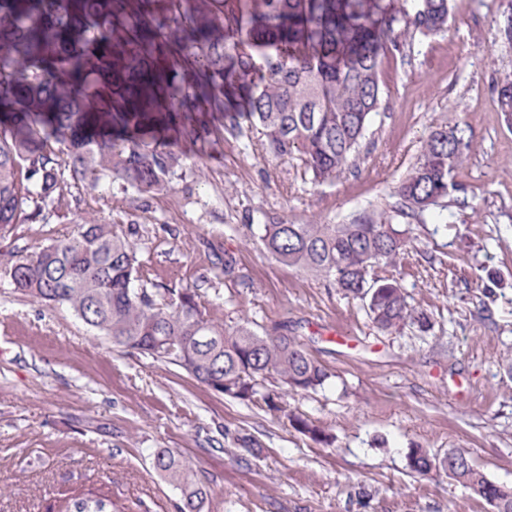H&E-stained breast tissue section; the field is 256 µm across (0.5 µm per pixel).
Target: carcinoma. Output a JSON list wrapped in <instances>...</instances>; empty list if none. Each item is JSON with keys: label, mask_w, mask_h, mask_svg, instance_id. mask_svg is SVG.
Listing matches in <instances>:
<instances>
[{"label": "carcinoma", "mask_w": 512, "mask_h": 512, "mask_svg": "<svg viewBox=\"0 0 512 512\" xmlns=\"http://www.w3.org/2000/svg\"><path fill=\"white\" fill-rule=\"evenodd\" d=\"M451 0H0V235L39 217L63 188L119 181L142 196L165 189L179 154L162 135L200 144L206 155L219 113L234 134L259 128L266 152L300 159L315 182L353 164L380 97L388 44L448 23ZM512 124V80L497 86ZM470 140L463 128L427 138L400 185L402 206L436 205L459 190L456 171ZM262 241L282 264L333 282L364 301L376 327L426 330L396 280L375 274L404 254V231L389 219L349 224L263 225ZM11 285L33 301L68 306L118 347L184 369L222 396L246 401L258 379L314 390L328 373L296 340L226 328L205 317L185 289L155 301L135 282L142 264L113 225L86 220L76 235L8 262ZM460 464L422 448L411 470L442 469L512 512V490L486 478L463 448ZM153 468L181 494L179 512H202L205 486L180 454L159 449ZM106 496L72 497L66 512H112Z\"/></svg>", "instance_id": "cac0c4a2"}]
</instances>
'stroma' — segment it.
<instances>
[{
  "mask_svg": "<svg viewBox=\"0 0 512 512\" xmlns=\"http://www.w3.org/2000/svg\"><path fill=\"white\" fill-rule=\"evenodd\" d=\"M444 32L398 40L384 58L381 103L353 166L312 182L301 161L266 155L258 129L222 130L206 156L180 140L166 190L120 182L65 189L35 221L0 238V512H63L99 489L112 512H176L177 489L150 454L171 448L201 473L203 512H493L468 487L407 454L463 448L512 488V127L495 87L512 79L499 30L512 0H451ZM465 128L471 146L446 206L398 216V189L435 130ZM385 215L407 250L387 275L428 331L380 332L360 299L279 263L265 224H345ZM131 231L156 293L197 294L208 319L296 338L327 371L290 391L273 377L241 401L178 366L114 347L65 306L14 290L5 264L72 235L84 219ZM229 262L223 272L221 262ZM301 418L333 438L298 431Z\"/></svg>",
  "mask_w": 512,
  "mask_h": 512,
  "instance_id": "stroma-1",
  "label": "stroma"
}]
</instances>
